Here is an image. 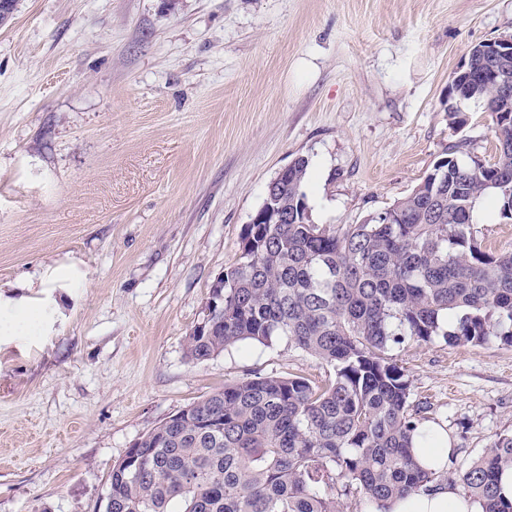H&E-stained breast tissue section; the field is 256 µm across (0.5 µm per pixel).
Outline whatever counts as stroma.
<instances>
[{
	"mask_svg": "<svg viewBox=\"0 0 512 512\" xmlns=\"http://www.w3.org/2000/svg\"><path fill=\"white\" fill-rule=\"evenodd\" d=\"M512 0H16L0 25V291L65 316L0 343V512H98L138 441L251 374L323 382L279 339L189 361L213 280L269 182L299 156L316 224H360L449 145L495 162L482 103L450 125L470 49ZM478 231L512 252L492 196ZM394 358L454 477L512 432V346L412 343Z\"/></svg>",
	"mask_w": 512,
	"mask_h": 512,
	"instance_id": "stroma-1",
	"label": "stroma"
}]
</instances>
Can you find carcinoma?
<instances>
[{
  "label": "carcinoma",
  "instance_id": "carcinoma-1",
  "mask_svg": "<svg viewBox=\"0 0 512 512\" xmlns=\"http://www.w3.org/2000/svg\"><path fill=\"white\" fill-rule=\"evenodd\" d=\"M483 59L458 88L484 103L498 157L465 164L448 151L408 195L392 222L314 224L295 158L267 186L284 224H247L237 260L210 290L214 314L185 338L203 362L243 341L284 337L325 362L322 386L298 376H254L224 385L144 435L115 464L102 512H344L363 495L389 499L437 486L411 448L420 426L410 382L389 352L436 338L512 345V253L477 235L476 206L492 194L512 209V111L487 85ZM512 467V433L458 474L482 512H512L498 476Z\"/></svg>",
  "mask_w": 512,
  "mask_h": 512
}]
</instances>
